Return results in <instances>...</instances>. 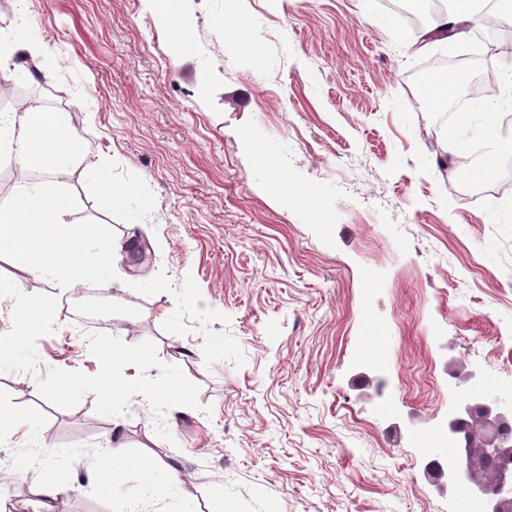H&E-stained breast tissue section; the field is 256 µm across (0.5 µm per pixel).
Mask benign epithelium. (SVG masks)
Returning a JSON list of instances; mask_svg holds the SVG:
<instances>
[{"label": "benign epithelium", "instance_id": "7a95c632", "mask_svg": "<svg viewBox=\"0 0 512 512\" xmlns=\"http://www.w3.org/2000/svg\"><path fill=\"white\" fill-rule=\"evenodd\" d=\"M477 407L481 410V426L465 439L458 433V425ZM511 419L512 398L506 400L497 393L478 397L461 392L455 406L448 410V437L456 439L458 448L448 467L432 485L455 486L469 475L479 457L496 458L500 468L495 490H489L476 480L469 481L468 488L483 504V512H506L512 503V439L502 434L500 427Z\"/></svg>", "mask_w": 512, "mask_h": 512}]
</instances>
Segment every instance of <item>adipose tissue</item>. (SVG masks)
<instances>
[{
  "mask_svg": "<svg viewBox=\"0 0 512 512\" xmlns=\"http://www.w3.org/2000/svg\"><path fill=\"white\" fill-rule=\"evenodd\" d=\"M499 95L488 98L478 111L456 116L457 128L481 123L484 140L492 155L512 149L511 140L498 136L489 116L502 103V94L512 93V67L496 78ZM7 150L15 166L23 171L41 170L43 180L22 184L7 200H0V258L23 275L59 277L65 287H80L99 268L122 258L121 248L94 249L93 231L69 222V198L57 191V178L64 172L63 159H80V136L56 113L38 110L0 113V150ZM14 304L24 310L19 324L0 329V354L10 362L28 358L26 336L46 327L49 315L36 296L22 289L13 292Z\"/></svg>",
  "mask_w": 512,
  "mask_h": 512,
  "instance_id": "ef3b65f1",
  "label": "adipose tissue"
}]
</instances>
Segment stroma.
I'll list each match as a JSON object with an SVG mask.
<instances>
[{"label": "stroma", "mask_w": 512, "mask_h": 512, "mask_svg": "<svg viewBox=\"0 0 512 512\" xmlns=\"http://www.w3.org/2000/svg\"><path fill=\"white\" fill-rule=\"evenodd\" d=\"M29 33L48 50L8 87L90 153L59 185L71 221L148 259L87 281L110 297L103 324L58 281H19L57 328L0 367V408L34 423L0 444V512H26L49 467L57 512H454L422 445L466 374L512 380V154L457 197L468 140L449 151L416 93L441 44L418 51L381 0L0 7V39ZM100 344L140 355L114 381L160 396L108 407ZM111 447L116 489L89 481Z\"/></svg>", "instance_id": "1"}]
</instances>
